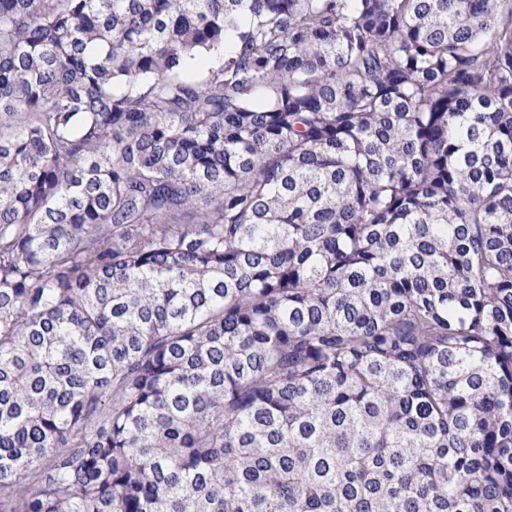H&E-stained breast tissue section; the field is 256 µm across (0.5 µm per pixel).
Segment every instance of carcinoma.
Listing matches in <instances>:
<instances>
[{
    "instance_id": "1",
    "label": "carcinoma",
    "mask_w": 512,
    "mask_h": 512,
    "mask_svg": "<svg viewBox=\"0 0 512 512\" xmlns=\"http://www.w3.org/2000/svg\"><path fill=\"white\" fill-rule=\"evenodd\" d=\"M0 512H512V0H0Z\"/></svg>"
}]
</instances>
